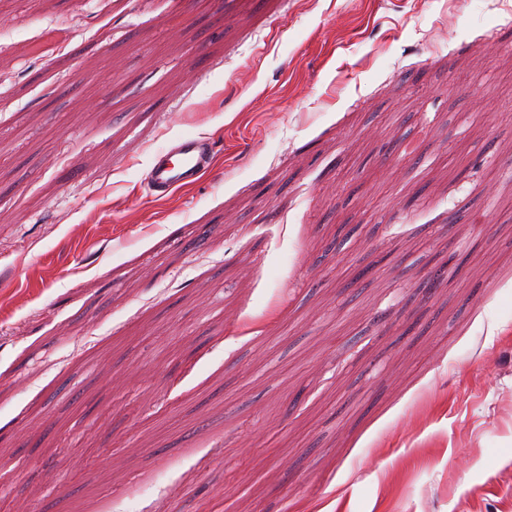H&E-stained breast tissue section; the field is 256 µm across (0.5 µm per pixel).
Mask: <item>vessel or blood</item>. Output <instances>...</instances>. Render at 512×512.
<instances>
[{"mask_svg":"<svg viewBox=\"0 0 512 512\" xmlns=\"http://www.w3.org/2000/svg\"><path fill=\"white\" fill-rule=\"evenodd\" d=\"M216 145L213 139L182 136L157 150L144 178L148 196L161 199L200 181L211 169Z\"/></svg>","mask_w":512,"mask_h":512,"instance_id":"obj_1","label":"vessel or blood"}]
</instances>
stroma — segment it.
Listing matches in <instances>:
<instances>
[{
	"label": "stroma",
	"instance_id": "stroma-1",
	"mask_svg": "<svg viewBox=\"0 0 512 512\" xmlns=\"http://www.w3.org/2000/svg\"><path fill=\"white\" fill-rule=\"evenodd\" d=\"M0 512H512V0H0ZM215 141L200 136H182L157 150L144 178L148 196L161 199L200 181L211 169Z\"/></svg>",
	"mask_w": 512,
	"mask_h": 512
}]
</instances>
